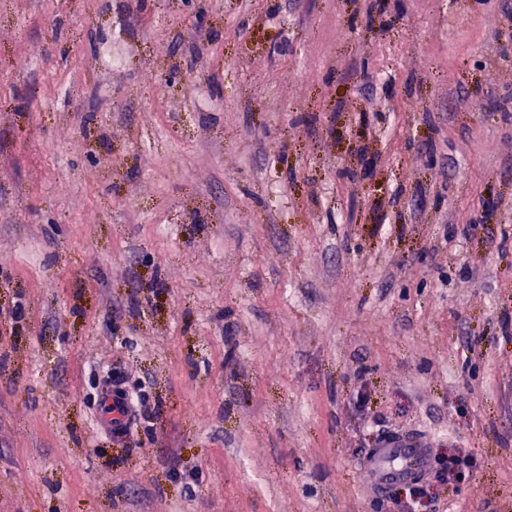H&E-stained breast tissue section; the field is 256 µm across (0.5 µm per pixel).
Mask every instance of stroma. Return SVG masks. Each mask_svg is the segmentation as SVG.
Listing matches in <instances>:
<instances>
[{
    "instance_id": "stroma-1",
    "label": "stroma",
    "mask_w": 512,
    "mask_h": 512,
    "mask_svg": "<svg viewBox=\"0 0 512 512\" xmlns=\"http://www.w3.org/2000/svg\"><path fill=\"white\" fill-rule=\"evenodd\" d=\"M509 31L0 0V512H380L386 431L476 463L421 512H512Z\"/></svg>"
}]
</instances>
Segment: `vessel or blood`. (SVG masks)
Listing matches in <instances>:
<instances>
[{
	"mask_svg": "<svg viewBox=\"0 0 512 512\" xmlns=\"http://www.w3.org/2000/svg\"><path fill=\"white\" fill-rule=\"evenodd\" d=\"M433 463L428 440L415 432L392 434L368 449L362 467L373 491L386 493L396 485L425 479Z\"/></svg>",
	"mask_w": 512,
	"mask_h": 512,
	"instance_id": "1",
	"label": "vessel or blood"
}]
</instances>
